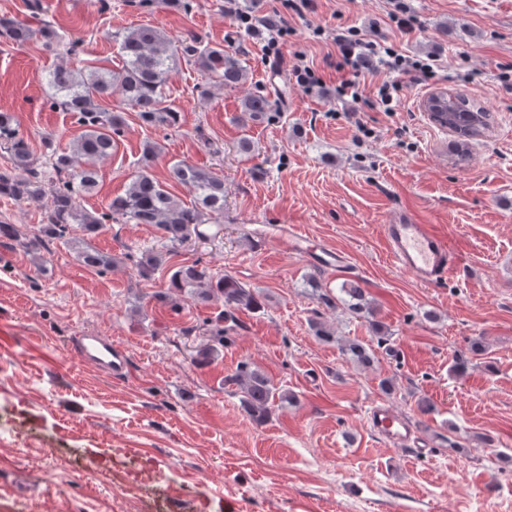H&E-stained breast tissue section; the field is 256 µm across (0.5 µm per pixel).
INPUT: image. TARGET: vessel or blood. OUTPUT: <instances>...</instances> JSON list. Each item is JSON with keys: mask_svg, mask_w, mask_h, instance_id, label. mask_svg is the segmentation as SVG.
I'll return each mask as SVG.
<instances>
[{"mask_svg": "<svg viewBox=\"0 0 512 512\" xmlns=\"http://www.w3.org/2000/svg\"><path fill=\"white\" fill-rule=\"evenodd\" d=\"M387 254L400 269L411 273L417 281L435 286L450 279L460 270V258L449 240L432 225L414 221L408 214H398L383 230ZM279 241L288 250L306 255L315 265L333 272L346 268L344 253L324 245L310 244L307 237L289 227L281 230ZM85 363L107 371L113 378L125 376L128 356L111 338L85 336L76 344ZM370 429L397 448H418L414 430L392 409L376 406L368 412Z\"/></svg>", "mask_w": 512, "mask_h": 512, "instance_id": "1", "label": "vessel or blood"}]
</instances>
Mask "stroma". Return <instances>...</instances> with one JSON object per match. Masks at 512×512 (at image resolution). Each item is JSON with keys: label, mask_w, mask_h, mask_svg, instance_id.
<instances>
[{"label": "stroma", "mask_w": 512, "mask_h": 512, "mask_svg": "<svg viewBox=\"0 0 512 512\" xmlns=\"http://www.w3.org/2000/svg\"><path fill=\"white\" fill-rule=\"evenodd\" d=\"M189 3L42 0L62 39L81 42L70 59L38 38L0 39V112L14 116L40 164L48 147L71 149L82 132L72 113L51 107L40 73L64 61L118 67L114 36L128 27L197 35L247 71L230 90L178 62L166 85L178 128L145 125L126 110L99 185L81 201L105 212L148 141L161 147L151 162L158 179L178 160L223 178L218 237H191L151 277L136 261L161 248L156 226L112 222L90 237L75 225L66 238H38L44 202L0 197V220L22 234L0 238V319L12 326L0 335V512H512V90L498 79L512 65V0H408L416 25L407 35L391 23L387 0H317L304 17L281 0H238L257 20L290 29L279 62L267 59L261 33L225 13L224 0ZM372 21L378 38L444 61L438 80L405 87L391 113L336 95L329 34ZM317 26L325 38L314 37ZM297 53L319 69L321 87L289 82ZM448 89L493 115L461 166L451 161L455 135L422 107ZM249 92L285 102L254 120L240 107ZM244 138L254 144L248 157L237 151ZM401 211L450 236L462 257L457 277L426 286L393 265L383 226ZM290 225L345 252L349 272L282 248L278 234ZM88 246L112 266H82L77 252ZM194 262L264 296L261 312L238 313L229 343L209 360L201 350L222 303L166 299L171 273ZM313 279L336 296L360 288L372 317L326 307ZM314 321L334 341L317 338ZM83 336L121 344L126 376L80 361L71 345ZM349 340L371 348V366L342 353ZM242 361L293 396L265 423L252 420L229 381ZM423 397L434 411L418 409ZM380 405L418 431L421 453L373 436L366 417Z\"/></svg>", "instance_id": "35a3bbf8"}]
</instances>
